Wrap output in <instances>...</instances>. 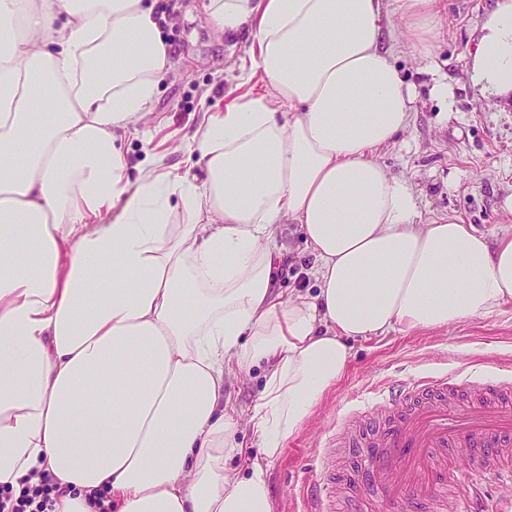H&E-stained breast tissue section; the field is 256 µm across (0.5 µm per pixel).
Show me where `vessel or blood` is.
Wrapping results in <instances>:
<instances>
[{
  "label": "vessel or blood",
  "instance_id": "b4317fda",
  "mask_svg": "<svg viewBox=\"0 0 512 512\" xmlns=\"http://www.w3.org/2000/svg\"><path fill=\"white\" fill-rule=\"evenodd\" d=\"M475 399L459 405L454 395ZM367 433L358 460L381 508L401 501L428 504L430 512H478L482 484L512 486V378L489 383L458 371L420 374L364 398L355 414ZM461 463L449 468V451ZM459 492L447 497L449 482Z\"/></svg>",
  "mask_w": 512,
  "mask_h": 512
}]
</instances>
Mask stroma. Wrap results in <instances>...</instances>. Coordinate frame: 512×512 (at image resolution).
<instances>
[{
	"instance_id": "35a3bbf8",
	"label": "stroma",
	"mask_w": 512,
	"mask_h": 512,
	"mask_svg": "<svg viewBox=\"0 0 512 512\" xmlns=\"http://www.w3.org/2000/svg\"><path fill=\"white\" fill-rule=\"evenodd\" d=\"M205 0H155L167 19L166 41L174 61L152 105V145L181 162L178 138L205 108L224 105L263 90L256 66L257 47L250 31L217 38ZM427 43H403L395 63L416 94L411 124L376 153L396 177L408 180L418 195L422 223L454 215L463 223L495 231L506 222L504 203L512 198V101L477 94L470 81V51L495 0H446ZM443 78L452 102L430 93ZM282 261L277 270L281 293L311 291L307 271L313 258L298 225H282L277 235ZM469 367L486 380L512 374V307L485 318L442 330L372 336L353 344L346 375L315 408L306 424L286 443L268 470L276 512H306L315 483L334 484L325 512H347L374 500L357 470L358 447L334 449L350 410L372 389L410 376Z\"/></svg>"
}]
</instances>
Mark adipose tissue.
I'll return each mask as SVG.
<instances>
[{
	"mask_svg": "<svg viewBox=\"0 0 512 512\" xmlns=\"http://www.w3.org/2000/svg\"><path fill=\"white\" fill-rule=\"evenodd\" d=\"M207 0L252 27L267 93L202 113L184 165L124 142L173 68L152 0H0V494L50 479L53 512H274L268 469L347 371L352 340L512 303V229L420 221L376 160L415 96L395 64L444 0ZM512 96V0L470 53ZM317 290L282 296L283 224ZM266 363L247 415L226 379ZM261 442L247 474L240 421Z\"/></svg>",
	"mask_w": 512,
	"mask_h": 512,
	"instance_id": "ef3b65f1",
	"label": "adipose tissue"
}]
</instances>
